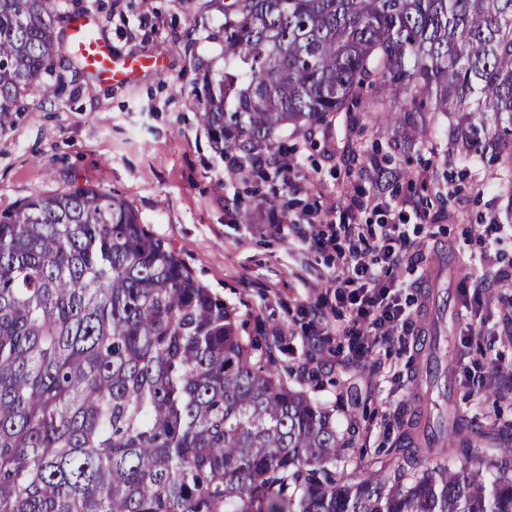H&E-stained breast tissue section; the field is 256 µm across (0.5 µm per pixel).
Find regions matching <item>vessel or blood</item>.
I'll return each mask as SVG.
<instances>
[{
    "instance_id": "obj_1",
    "label": "vessel or blood",
    "mask_w": 512,
    "mask_h": 512,
    "mask_svg": "<svg viewBox=\"0 0 512 512\" xmlns=\"http://www.w3.org/2000/svg\"><path fill=\"white\" fill-rule=\"evenodd\" d=\"M98 18L93 10L72 13L64 50L94 74L113 82L131 81L139 67L133 60L113 54L109 44L98 33Z\"/></svg>"
}]
</instances>
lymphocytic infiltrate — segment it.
<instances>
[{"instance_id": "1", "label": "lymphocytic infiltrate", "mask_w": 512, "mask_h": 512, "mask_svg": "<svg viewBox=\"0 0 512 512\" xmlns=\"http://www.w3.org/2000/svg\"><path fill=\"white\" fill-rule=\"evenodd\" d=\"M364 206L363 193L346 189L338 209L315 208L296 219L302 227L296 248L336 250V270L323 280L319 301L335 305L339 317L331 333L352 362L372 358L387 343L410 351V304L397 271L418 262L420 251L408 227L428 216L422 203L381 200L377 208L382 222L368 224L358 219Z\"/></svg>"}]
</instances>
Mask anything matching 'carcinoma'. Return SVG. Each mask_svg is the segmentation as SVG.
Returning a JSON list of instances; mask_svg holds the SVG:
<instances>
[{"mask_svg": "<svg viewBox=\"0 0 512 512\" xmlns=\"http://www.w3.org/2000/svg\"><path fill=\"white\" fill-rule=\"evenodd\" d=\"M59 0H0V126L64 52ZM195 94L244 157L388 93L457 159H505L512 212V0H224V71ZM120 196L69 184L0 213V512H512L470 449L412 482L341 483L330 413L273 375Z\"/></svg>", "mask_w": 512, "mask_h": 512, "instance_id": "1", "label": "carcinoma"}]
</instances>
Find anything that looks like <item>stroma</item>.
Here are the masks:
<instances>
[{
    "mask_svg": "<svg viewBox=\"0 0 512 512\" xmlns=\"http://www.w3.org/2000/svg\"><path fill=\"white\" fill-rule=\"evenodd\" d=\"M85 8L99 16L113 54L143 68L131 82H106L61 56L58 94L47 100L32 90L24 111L0 129V211L70 183L124 198L235 309L241 335L272 344L274 374L331 412L346 447L333 464L342 481L388 478L409 445L431 448L422 469L447 463L442 424L460 432L488 479L498 478L496 460L512 429V322L504 321L499 298L512 295V285L485 282L480 264L488 222H512L496 169L462 165L447 131L432 133L426 145L405 137L400 113L384 112L373 88L365 110L276 142L296 162L291 181L261 171L228 180L229 164L191 99L202 65L224 66V0H60L65 14ZM378 166L393 174L385 199L426 204L427 221L408 228L424 245L423 267L452 273L426 310L411 312L413 329L431 333L419 366L389 345L375 359L337 365L335 337L311 335L304 314L315 302L311 288L335 270L336 252L291 249L277 226L282 217L333 206L343 185L369 184ZM462 283L481 289L485 302V323L466 347L459 341ZM491 359L500 374L485 387L460 383L461 362L483 370Z\"/></svg>",
    "mask_w": 512,
    "mask_h": 512,
    "instance_id": "35a3bbf8",
    "label": "stroma"
}]
</instances>
